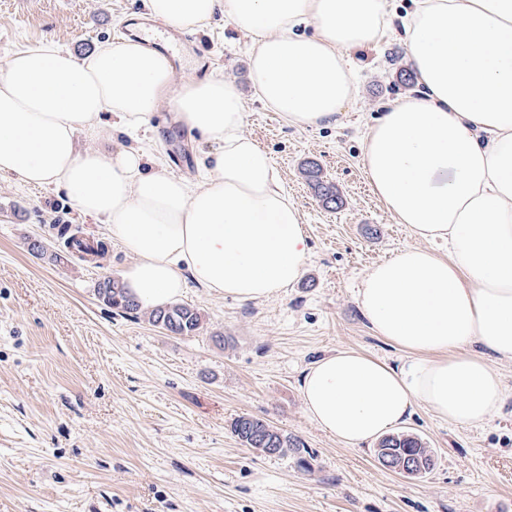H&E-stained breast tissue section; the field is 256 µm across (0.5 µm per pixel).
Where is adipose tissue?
I'll list each match as a JSON object with an SVG mask.
<instances>
[{
    "instance_id": "ef3b65f1",
    "label": "adipose tissue",
    "mask_w": 512,
    "mask_h": 512,
    "mask_svg": "<svg viewBox=\"0 0 512 512\" xmlns=\"http://www.w3.org/2000/svg\"><path fill=\"white\" fill-rule=\"evenodd\" d=\"M402 41L424 92L393 101L369 127L361 165L373 194L419 245L363 277L357 303L375 334L404 351L392 366L341 349L302 379L311 419L356 447L418 405L475 425L504 401L490 355L512 359V0H412ZM154 19L201 30L216 16L253 43L249 79L288 124H335L353 96L349 49L389 31V0H144ZM170 58L141 43L79 56L51 42L0 69V174L63 189L135 261L123 273L147 308L188 280L221 297L271 298L302 276L299 210L268 153L244 132L235 83L208 76L172 90ZM218 141L192 184L164 157L84 149L81 134H142L163 102ZM116 125L100 123L102 113ZM447 243V254L431 250Z\"/></svg>"
}]
</instances>
